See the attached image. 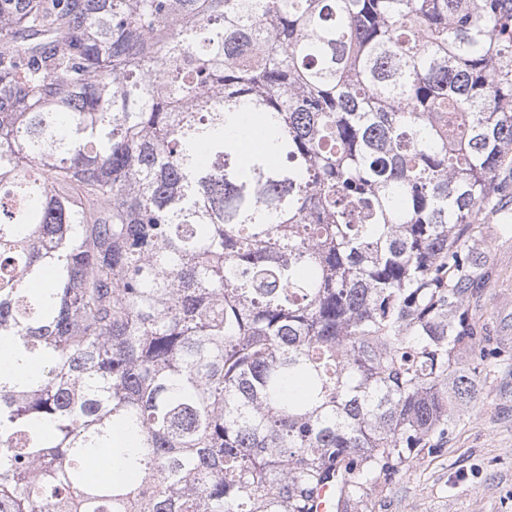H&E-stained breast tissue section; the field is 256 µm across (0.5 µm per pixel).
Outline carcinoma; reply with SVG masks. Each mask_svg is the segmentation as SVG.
<instances>
[{
	"label": "carcinoma",
	"instance_id": "obj_1",
	"mask_svg": "<svg viewBox=\"0 0 512 512\" xmlns=\"http://www.w3.org/2000/svg\"><path fill=\"white\" fill-rule=\"evenodd\" d=\"M508 165L512 0H0V512H355L475 401Z\"/></svg>",
	"mask_w": 512,
	"mask_h": 512
}]
</instances>
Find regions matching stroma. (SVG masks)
I'll list each match as a JSON object with an SVG mask.
<instances>
[{
	"instance_id": "1",
	"label": "stroma",
	"mask_w": 512,
	"mask_h": 512,
	"mask_svg": "<svg viewBox=\"0 0 512 512\" xmlns=\"http://www.w3.org/2000/svg\"><path fill=\"white\" fill-rule=\"evenodd\" d=\"M499 181L479 216L482 265L469 298L497 357L475 381V403L449 400L455 425L441 448L380 480L358 512H512V170Z\"/></svg>"
}]
</instances>
